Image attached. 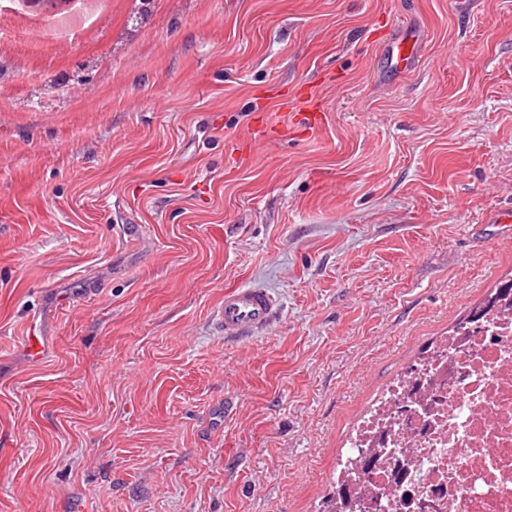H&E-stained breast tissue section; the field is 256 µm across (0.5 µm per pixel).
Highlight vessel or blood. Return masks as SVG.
I'll use <instances>...</instances> for the list:
<instances>
[{
    "mask_svg": "<svg viewBox=\"0 0 512 512\" xmlns=\"http://www.w3.org/2000/svg\"><path fill=\"white\" fill-rule=\"evenodd\" d=\"M278 311L273 294L260 287H241L225 291L216 320L226 336L248 338L267 328Z\"/></svg>",
    "mask_w": 512,
    "mask_h": 512,
    "instance_id": "vessel-or-blood-1",
    "label": "vessel or blood"
}]
</instances>
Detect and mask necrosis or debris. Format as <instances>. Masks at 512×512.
I'll return each instance as SVG.
<instances>
[{"instance_id":"1","label":"necrosis or debris","mask_w":512,"mask_h":512,"mask_svg":"<svg viewBox=\"0 0 512 512\" xmlns=\"http://www.w3.org/2000/svg\"><path fill=\"white\" fill-rule=\"evenodd\" d=\"M337 470L348 512H512V301L396 381Z\"/></svg>"}]
</instances>
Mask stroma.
<instances>
[{
    "label": "stroma",
    "instance_id": "35a3bbf8",
    "mask_svg": "<svg viewBox=\"0 0 512 512\" xmlns=\"http://www.w3.org/2000/svg\"><path fill=\"white\" fill-rule=\"evenodd\" d=\"M508 208L512 0H0V512H320ZM277 311V300L270 291L251 286L226 290L215 316L224 336L248 338L267 328Z\"/></svg>",
    "mask_w": 512,
    "mask_h": 512
}]
</instances>
